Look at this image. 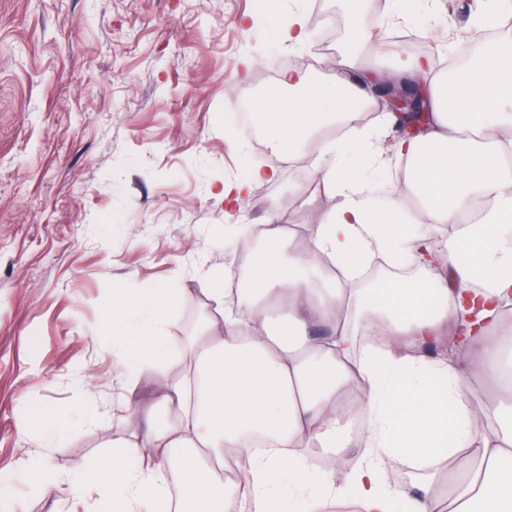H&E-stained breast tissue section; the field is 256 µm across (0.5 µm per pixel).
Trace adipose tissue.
<instances>
[{
    "instance_id": "adipose-tissue-1",
    "label": "adipose tissue",
    "mask_w": 512,
    "mask_h": 512,
    "mask_svg": "<svg viewBox=\"0 0 512 512\" xmlns=\"http://www.w3.org/2000/svg\"><path fill=\"white\" fill-rule=\"evenodd\" d=\"M370 0H346L356 32L335 62L336 78L307 84L285 71L288 96L252 104L258 135L273 154L310 161L342 199L309 226L312 248L265 217L270 251L253 257L238 293L211 291L213 313L172 365L160 315L174 288H137L112 299V349L130 372L149 371L155 402L141 437L92 471L102 512H314L321 497H347L358 512H437L434 487L416 496L389 489L388 461L406 452L431 464L465 448L470 471L450 512H512V392L489 399V378L512 367V42L487 47L470 65L436 72L420 60L385 72L364 66L361 36ZM420 83L429 106L421 133L391 145L406 163L426 217L402 223L396 187L377 197L364 167L378 164L376 136L355 127L385 77ZM492 202L481 223H459L473 200ZM433 224L451 226L448 244ZM390 255L423 270L394 288L358 287L365 261ZM340 277L324 278L326 263ZM382 323L379 348L360 353L362 318ZM452 333L448 355L421 348ZM357 394L354 412L343 398ZM236 449L240 476L204 471ZM177 471L171 499L169 471Z\"/></svg>"
}]
</instances>
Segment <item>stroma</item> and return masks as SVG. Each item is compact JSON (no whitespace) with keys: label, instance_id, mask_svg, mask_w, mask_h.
<instances>
[{"label":"stroma","instance_id":"35a3bbf8","mask_svg":"<svg viewBox=\"0 0 512 512\" xmlns=\"http://www.w3.org/2000/svg\"><path fill=\"white\" fill-rule=\"evenodd\" d=\"M457 3L427 0L409 15L385 0L370 10L372 60H412L406 44L386 40L394 26L433 39L442 69L452 48L484 31L467 0ZM302 7L308 35L292 52L273 30L288 0H0V469L10 475L0 494L15 512H69L76 501L93 512L96 491L70 476L139 429L119 399L147 405L150 381L112 355L113 293L176 288L163 334L194 335L186 310L208 302L213 274L243 264L260 215L277 210L304 237L313 211L336 207L325 183L303 187L298 165L256 150L235 121L239 102L259 97L289 54L308 60L306 77H332L316 47L326 26L331 50L345 40L343 0ZM255 166L279 175L226 212L217 189ZM84 408L102 425L39 434L44 410ZM32 454L61 478L50 495L20 470Z\"/></svg>","mask_w":512,"mask_h":512}]
</instances>
